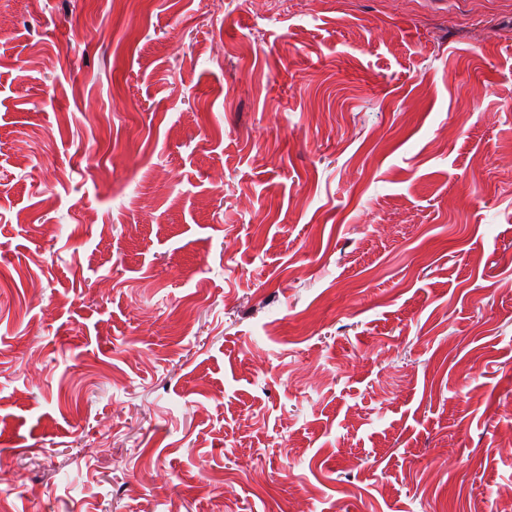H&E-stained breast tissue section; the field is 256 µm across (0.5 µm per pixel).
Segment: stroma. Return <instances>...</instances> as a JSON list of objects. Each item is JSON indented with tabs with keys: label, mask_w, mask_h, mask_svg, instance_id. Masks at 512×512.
I'll return each mask as SVG.
<instances>
[{
	"label": "stroma",
	"mask_w": 512,
	"mask_h": 512,
	"mask_svg": "<svg viewBox=\"0 0 512 512\" xmlns=\"http://www.w3.org/2000/svg\"><path fill=\"white\" fill-rule=\"evenodd\" d=\"M512 0H0V512H501Z\"/></svg>",
	"instance_id": "obj_1"
}]
</instances>
